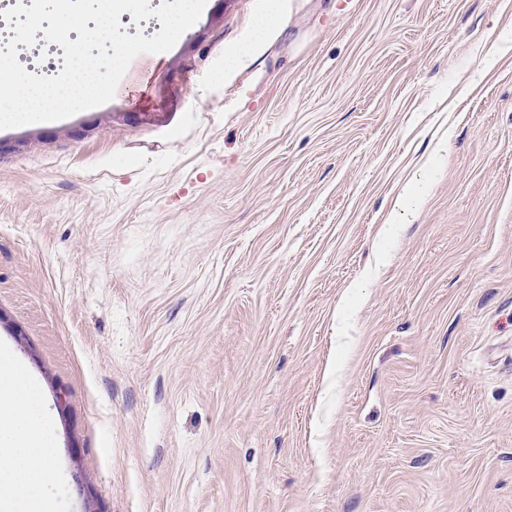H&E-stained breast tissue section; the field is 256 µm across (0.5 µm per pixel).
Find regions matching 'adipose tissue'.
I'll use <instances>...</instances> for the list:
<instances>
[{
	"instance_id": "obj_1",
	"label": "adipose tissue",
	"mask_w": 512,
	"mask_h": 512,
	"mask_svg": "<svg viewBox=\"0 0 512 512\" xmlns=\"http://www.w3.org/2000/svg\"><path fill=\"white\" fill-rule=\"evenodd\" d=\"M128 0H31L18 10L15 38L35 30L63 48L67 64L51 82L33 72L0 64V101L14 114L55 112L63 106L84 105L111 86L100 81L102 67H122L134 53L117 40L113 19ZM291 0H265L252 29L224 59L225 75L253 58L277 32L278 20ZM47 410L35 384L13 353L0 348V512H62L54 493L59 476L51 464Z\"/></svg>"
}]
</instances>
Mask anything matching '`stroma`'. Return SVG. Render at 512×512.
Returning a JSON list of instances; mask_svg holds the SVG:
<instances>
[{
	"mask_svg": "<svg viewBox=\"0 0 512 512\" xmlns=\"http://www.w3.org/2000/svg\"><path fill=\"white\" fill-rule=\"evenodd\" d=\"M291 2L232 81L262 0L0 115V344L66 512H512V0ZM426 192L423 188L419 187L418 179L409 181L403 188L401 194L398 196L395 204V216L399 217L409 210L410 207L413 211L419 208V205L424 200Z\"/></svg>",
	"mask_w": 512,
	"mask_h": 512,
	"instance_id": "1",
	"label": "stroma"
}]
</instances>
